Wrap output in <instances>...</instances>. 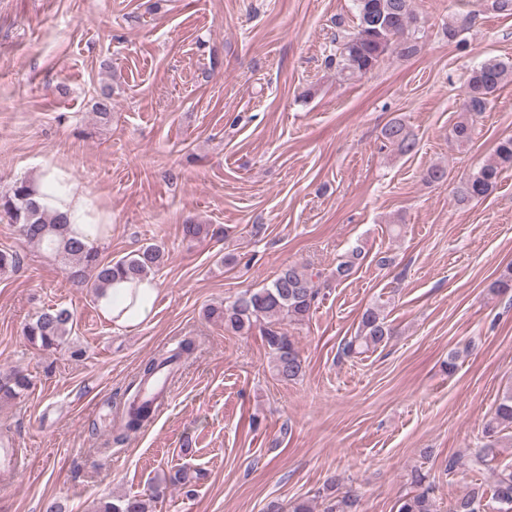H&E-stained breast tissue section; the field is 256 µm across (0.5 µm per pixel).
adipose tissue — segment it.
Masks as SVG:
<instances>
[{"label": "adipose tissue", "instance_id": "obj_1", "mask_svg": "<svg viewBox=\"0 0 512 512\" xmlns=\"http://www.w3.org/2000/svg\"><path fill=\"white\" fill-rule=\"evenodd\" d=\"M68 178L66 170L59 167L43 171L40 179L46 191L39 199L40 204L48 210L65 214L73 232L84 241L91 244L103 242L92 199L69 185ZM158 294L159 283L153 277L117 280L100 296L99 307L114 325L133 327L148 323L153 318Z\"/></svg>", "mask_w": 512, "mask_h": 512}]
</instances>
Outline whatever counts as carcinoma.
I'll return each instance as SVG.
<instances>
[{"label":"carcinoma","instance_id":"obj_1","mask_svg":"<svg viewBox=\"0 0 512 512\" xmlns=\"http://www.w3.org/2000/svg\"><path fill=\"white\" fill-rule=\"evenodd\" d=\"M357 11L355 31L347 32L336 40V53L327 57V64L336 67L338 78L348 81L370 73L388 54L410 57L420 51L416 32L419 18L413 0H354ZM512 79V62L488 60L472 69L461 106L462 115L453 125L450 136L459 146L472 139L473 116L487 111L494 94ZM100 121L112 118V89L104 88L95 102ZM383 137L396 146L401 154L412 153L417 141L405 124L394 119L383 129ZM512 167V137L498 141L492 161L462 180L456 189V201L466 203L488 195L506 168ZM38 188L33 180L15 182L7 191L0 192V221L14 226L18 235L44 253L60 258L65 274L73 285L100 295L116 279L141 278L154 274L164 261V253L156 245H146L118 260L102 255L99 247L88 245L70 232L67 216L40 206L34 197ZM361 258L355 248L348 259L336 266V279L349 278ZM319 291L307 274L294 264L282 267L270 285L256 291H246L231 304L211 308L207 317L224 323V328L236 333H248L257 328L272 355L271 369L279 380L294 381L305 373L304 360L294 342L282 328L287 320L300 323L309 318ZM385 307L380 303L367 306L361 313L356 336L343 347L344 355L363 354L386 342L392 329L386 323ZM74 313L66 307L42 310L24 326L28 341L43 349H56L65 343L72 332ZM195 348L190 337L179 340L171 349L159 350L143 364L139 382H146L161 370ZM31 386L27 374L12 371L0 377V398L15 399ZM154 416L152 404L141 400V387H136L122 412L121 428L135 432ZM482 435L489 446L474 456L476 463L486 462L492 446L502 440L512 441V389L506 390L493 414L484 422ZM427 475L416 469L411 482L418 487L413 495L399 500L397 512H439L438 503ZM339 480L326 486L322 512H356L357 497L350 492L332 495ZM159 498L132 496L100 503L97 512H150V503ZM448 512H512V464L499 468L491 489L478 483L457 498Z\"/></svg>","mask_w":512,"mask_h":512}]
</instances>
